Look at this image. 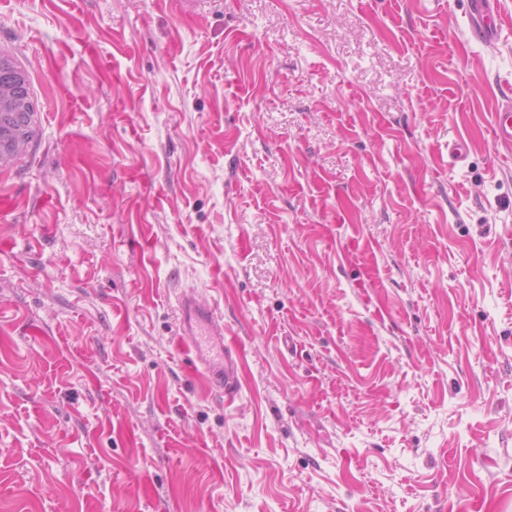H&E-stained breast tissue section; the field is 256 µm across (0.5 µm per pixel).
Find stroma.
<instances>
[{
    "label": "stroma",
    "mask_w": 512,
    "mask_h": 512,
    "mask_svg": "<svg viewBox=\"0 0 512 512\" xmlns=\"http://www.w3.org/2000/svg\"><path fill=\"white\" fill-rule=\"evenodd\" d=\"M497 2L0 0V512H512ZM473 19L472 35L488 45L497 43L501 33L498 11L488 0H469ZM3 95V102H1ZM33 106L26 76L6 58L0 59V157L16 152L31 135ZM182 344L189 350L201 352L203 344L211 337L221 342L220 353L205 366V378L211 389L224 394V400H232L237 393L238 382L230 346L224 344V324L209 306L200 303L194 296L180 298ZM225 358V363H224Z\"/></svg>",
    "instance_id": "obj_1"
}]
</instances>
